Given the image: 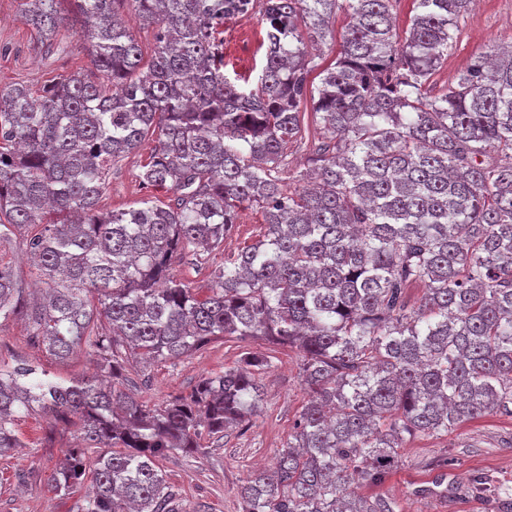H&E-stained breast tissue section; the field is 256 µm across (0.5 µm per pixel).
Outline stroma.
<instances>
[{
	"label": "stroma",
	"mask_w": 512,
	"mask_h": 512,
	"mask_svg": "<svg viewBox=\"0 0 512 512\" xmlns=\"http://www.w3.org/2000/svg\"><path fill=\"white\" fill-rule=\"evenodd\" d=\"M81 31L74 22L60 44H41L21 20L18 0H0V86H39L78 69L94 83H107V75L93 66L91 45ZM263 37L258 15L224 23V72L242 89L256 85L265 54ZM510 43L512 0H480L460 19L448 57L430 80V93H441L472 55ZM154 147L153 139H145L137 151L113 165L99 200L101 210H126L154 196L172 199V192L140 181L141 167ZM263 232L261 213L244 210L223 247L201 256L182 252L173 257L171 272L191 288L208 287L211 271ZM26 237L25 231H17L0 244V261L11 264L23 288L34 295L42 284L27 259ZM248 352L272 358L261 376L260 413L246 427L204 438L201 454H174L160 463L181 497L183 512H241L238 487L256 469L276 461L307 400L299 378L301 358L293 349L262 340L221 338L190 357L154 362L126 375L127 389L157 405L169 396L189 393L202 377L237 365ZM0 364H28L65 383L96 372L89 343H81L67 359H55L35 343L24 316L0 320ZM15 428L21 446L0 458V512H85L89 485L65 496L50 488L65 450L76 442L75 427L54 424L48 415L33 410L22 414ZM477 478L486 479L483 490L473 489ZM379 491L397 499L402 512H512V414L502 411L446 434L405 439L399 463Z\"/></svg>",
	"instance_id": "35a3bbf8"
}]
</instances>
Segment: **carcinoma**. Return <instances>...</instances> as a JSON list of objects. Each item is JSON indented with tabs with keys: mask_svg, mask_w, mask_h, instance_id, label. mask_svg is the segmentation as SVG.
Instances as JSON below:
<instances>
[{
	"mask_svg": "<svg viewBox=\"0 0 512 512\" xmlns=\"http://www.w3.org/2000/svg\"><path fill=\"white\" fill-rule=\"evenodd\" d=\"M115 2L20 0L42 43L79 17L111 86L75 71L38 89L0 87V224L38 227L26 239L46 285L35 340L64 358L105 318L112 333L92 346L112 385L0 366V457L20 447L19 412L76 416L82 444L53 491L79 487L85 449L104 448L85 512H180L158 462L198 452L204 431L248 425L270 360L249 352L153 407L123 372L215 338L261 339L298 350L310 398L275 466L240 485L242 512H400L350 487L382 484L407 435L512 408V46L473 55L430 97L471 0H414L400 41L391 0H132L155 30L142 68ZM258 2L267 46L246 92L224 75L220 34ZM338 8L349 16L341 49L311 95L305 41L333 36ZM308 97L323 142L302 174L315 187L292 190L284 147L301 136ZM149 134L139 178L176 205L99 210L112 164ZM253 206L265 233L212 272L206 293L173 278L174 254L221 248ZM412 284L424 288L415 304ZM22 293L0 263V318L24 314Z\"/></svg>",
	"mask_w": 512,
	"mask_h": 512,
	"instance_id": "cac0c4a2",
	"label": "carcinoma"
}]
</instances>
